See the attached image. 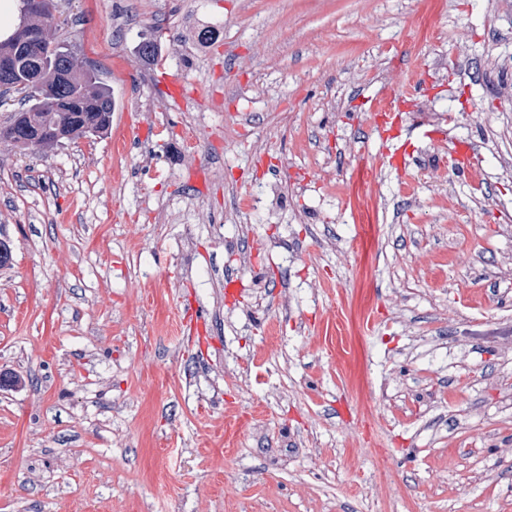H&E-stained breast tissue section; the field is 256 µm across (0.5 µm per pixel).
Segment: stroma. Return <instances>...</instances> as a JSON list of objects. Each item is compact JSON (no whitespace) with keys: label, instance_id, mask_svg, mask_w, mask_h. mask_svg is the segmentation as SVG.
Masks as SVG:
<instances>
[{"label":"stroma","instance_id":"1","mask_svg":"<svg viewBox=\"0 0 512 512\" xmlns=\"http://www.w3.org/2000/svg\"><path fill=\"white\" fill-rule=\"evenodd\" d=\"M54 16L115 108L0 142V512H512V0ZM417 88L413 77L408 79L403 85L398 94L394 90L385 92L380 97L376 98L372 103V112L389 113L394 112L398 99L411 95ZM380 113V114H381Z\"/></svg>","mask_w":512,"mask_h":512}]
</instances>
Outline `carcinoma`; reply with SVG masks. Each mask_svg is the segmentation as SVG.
I'll list each match as a JSON object with an SVG mask.
<instances>
[{
	"instance_id": "1",
	"label": "carcinoma",
	"mask_w": 512,
	"mask_h": 512,
	"mask_svg": "<svg viewBox=\"0 0 512 512\" xmlns=\"http://www.w3.org/2000/svg\"><path fill=\"white\" fill-rule=\"evenodd\" d=\"M51 48L44 50L48 67L62 69L69 65L72 70L70 80L60 86V96L66 103L65 112H48L37 109V100L30 94L21 97L23 105L14 113L10 122L21 120L17 128V138H3L21 149H27L23 140L30 137L35 130L45 133L62 131L68 141L88 136H99L108 132L112 124L111 89L89 69H82L77 58L54 36H49Z\"/></svg>"
}]
</instances>
